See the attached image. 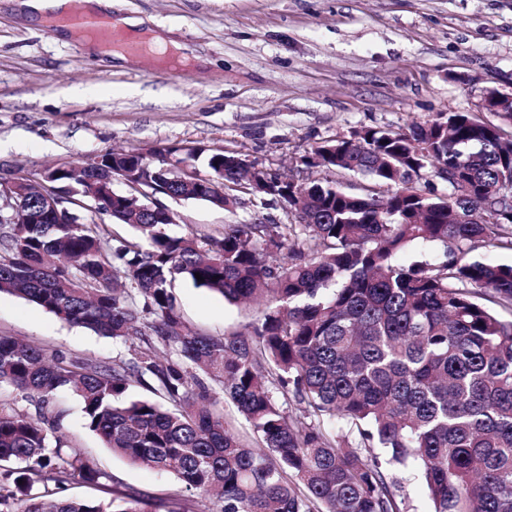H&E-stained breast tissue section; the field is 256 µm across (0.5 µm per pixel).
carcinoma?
<instances>
[{"label":"carcinoma","instance_id":"cac0c4a2","mask_svg":"<svg viewBox=\"0 0 512 512\" xmlns=\"http://www.w3.org/2000/svg\"><path fill=\"white\" fill-rule=\"evenodd\" d=\"M203 154L260 196L249 167L223 164L236 153ZM129 163L161 171L113 157L115 170ZM304 163L370 185L275 181L269 196L295 221L221 236L172 235L141 200L110 194L101 209L136 237L55 218L1 236L0 293L124 342L129 357L96 364L0 335V387L46 406L70 391L113 453L172 474L212 512H407L392 477L404 471L430 512H512V319L483 303L512 307V264L399 260L416 245L512 240V137L439 113L407 132L356 129ZM427 167L448 193L418 189ZM167 186L208 200L203 179ZM181 279L251 305L253 319L223 337L185 333L171 292ZM219 392L262 448L225 425ZM51 427L0 404V512H148L133 492L105 497L107 475L50 442ZM76 482L99 495H69Z\"/></svg>","mask_w":512,"mask_h":512}]
</instances>
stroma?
<instances>
[{"label":"stroma","mask_w":512,"mask_h":512,"mask_svg":"<svg viewBox=\"0 0 512 512\" xmlns=\"http://www.w3.org/2000/svg\"><path fill=\"white\" fill-rule=\"evenodd\" d=\"M0 0V178L38 179L112 150L149 160L185 145L221 148L299 182L326 177L304 164L319 146L370 127L405 131L433 115L480 114L486 90H512V0H116L195 58L170 70L89 56L81 38L24 23ZM224 209L169 201L173 233L288 223L281 204L242 189ZM181 320L209 336L241 330L252 311L186 280L173 290ZM90 362L123 345L0 294V335ZM51 439L77 448L151 504L182 497L174 479L112 454L58 392Z\"/></svg>","instance_id":"obj_1"}]
</instances>
